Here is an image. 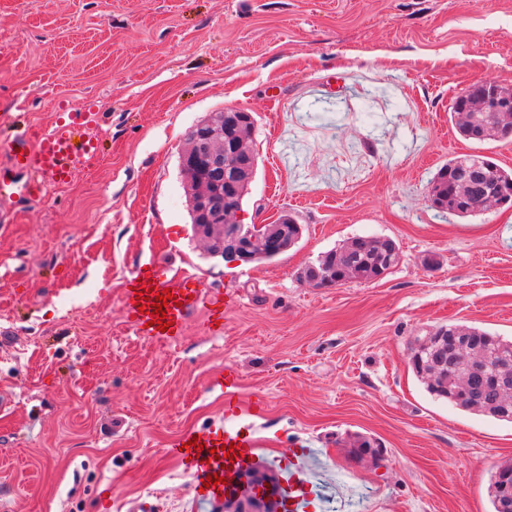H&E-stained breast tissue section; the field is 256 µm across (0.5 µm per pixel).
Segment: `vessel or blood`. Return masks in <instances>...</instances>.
<instances>
[{
  "label": "vessel or blood",
  "instance_id": "1",
  "mask_svg": "<svg viewBox=\"0 0 512 512\" xmlns=\"http://www.w3.org/2000/svg\"><path fill=\"white\" fill-rule=\"evenodd\" d=\"M12 165L27 172L40 182L59 184L67 181L75 171L93 165L97 159V136L91 119L83 113H73L69 121L55 126L47 132L23 131L18 133L11 146ZM150 284L153 293L171 290L174 301L165 309L169 326L166 331L148 323L149 317L140 313L135 295L136 288ZM125 290V310L128 320L139 333L159 340H172L181 336L187 313L197 305H204L207 328L211 333L224 331L222 320L231 299L216 291L204 293L200 282L194 277L177 281L167 279L157 267L137 269L128 281ZM224 397V422L202 433V447L190 446L187 437H180L177 445L171 446L169 455L191 477L196 487V497L201 501H217L227 496L246 495L254 499L276 496L279 512H317L321 491L314 482L308 465L310 449H294L287 464L277 469L274 485L257 481L243 483L241 475L248 470L269 467L267 457L258 453L253 435L251 418L263 416L266 403L255 398L244 401L242 378L239 371L225 367L214 379ZM239 443L241 453L234 459L211 457L210 451L221 445ZM218 474L222 482L217 486L203 488L208 475Z\"/></svg>",
  "mask_w": 512,
  "mask_h": 512
}]
</instances>
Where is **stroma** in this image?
Segmentation results:
<instances>
[{"instance_id": "obj_1", "label": "stroma", "mask_w": 512, "mask_h": 512, "mask_svg": "<svg viewBox=\"0 0 512 512\" xmlns=\"http://www.w3.org/2000/svg\"><path fill=\"white\" fill-rule=\"evenodd\" d=\"M512 89V0H0V128L97 115L100 156L51 187L0 149V512H225L167 448L223 421L224 366L267 408L257 449H311L320 512H491L512 422L435 399L409 344L448 324L512 337V206L430 202L448 158L512 169V140L463 139L455 98ZM254 117L247 224H302L273 261L211 258L179 154L206 114ZM395 241L382 279L313 288L300 272L354 236ZM231 296L157 341L128 321L139 266ZM377 445L360 458L353 444Z\"/></svg>"}]
</instances>
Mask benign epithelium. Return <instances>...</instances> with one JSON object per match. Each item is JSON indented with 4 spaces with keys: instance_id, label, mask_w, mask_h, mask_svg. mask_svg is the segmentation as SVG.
Returning <instances> with one entry per match:
<instances>
[{
    "instance_id": "1",
    "label": "benign epithelium",
    "mask_w": 512,
    "mask_h": 512,
    "mask_svg": "<svg viewBox=\"0 0 512 512\" xmlns=\"http://www.w3.org/2000/svg\"><path fill=\"white\" fill-rule=\"evenodd\" d=\"M179 162L188 177L186 192L193 227L206 241L208 252L242 264L253 258L257 237H286L282 224L244 228L238 211L226 205L239 193V187L224 180V166L246 172L254 162L251 155L240 151L224 156V110L206 115L190 129L188 146L180 153Z\"/></svg>"
}]
</instances>
